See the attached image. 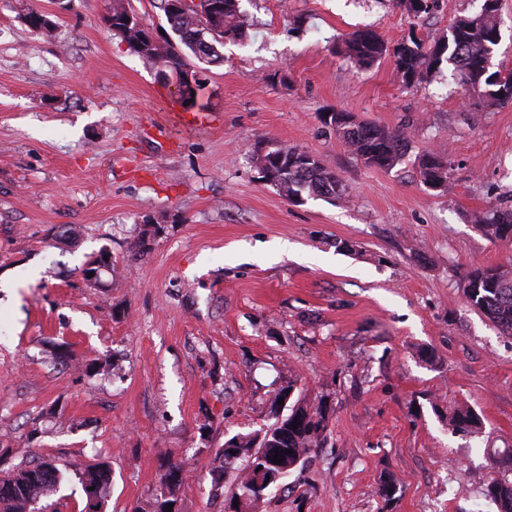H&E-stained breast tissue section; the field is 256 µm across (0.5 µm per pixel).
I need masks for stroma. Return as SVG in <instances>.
I'll return each instance as SVG.
<instances>
[{
  "label": "stroma",
  "instance_id": "1",
  "mask_svg": "<svg viewBox=\"0 0 512 512\" xmlns=\"http://www.w3.org/2000/svg\"><path fill=\"white\" fill-rule=\"evenodd\" d=\"M481 2L432 0L413 23L396 0H241L243 35L189 108L105 24L109 0H0V465L55 460L47 502L81 512L103 462L105 512H155L176 463L179 512H224L238 471L213 484L214 458L272 424L289 385L324 407L327 439L257 512H496L512 335L459 283L512 264L476 221L512 209V103L445 68L408 88L391 57L340 50L363 28L434 43ZM336 110L407 131L400 163L364 164L324 124ZM284 147L348 200L266 182L253 155ZM427 150L453 165L444 189L421 181ZM457 402L482 433L449 429ZM112 480V471L110 467L106 463H94L88 465L85 471L82 474V489L84 494L83 499V509L81 512H86V506L88 504V499L90 496H95L100 499L102 502V506L99 507V510L96 508H88L89 511H99L103 512L102 507L104 504L103 494L106 488L110 485ZM88 487H94V490H88Z\"/></svg>",
  "mask_w": 512,
  "mask_h": 512
}]
</instances>
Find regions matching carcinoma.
<instances>
[{"label": "carcinoma", "mask_w": 512, "mask_h": 512, "mask_svg": "<svg viewBox=\"0 0 512 512\" xmlns=\"http://www.w3.org/2000/svg\"><path fill=\"white\" fill-rule=\"evenodd\" d=\"M169 0H160V9L178 37L177 43L167 41L155 44L143 38V30L137 24H128L127 18L134 16L128 0H110L108 12L112 14V29L120 32L122 41L134 47V54L147 60L157 68V74L166 78L179 76L190 65L184 51H189L199 62L222 63L224 56L220 47L224 38L241 34L243 27L239 0H219L222 8L215 13L199 14L195 10L176 12L168 7ZM40 12L29 9L21 15L22 21L35 31H52L50 20L39 18ZM209 27L214 34H205L199 39L202 27ZM501 40V30L496 12L483 9L473 15L461 18L448 29V34L433 45L426 46L415 35L390 48L370 29L356 30L344 41L345 54L358 66L370 68L383 56L393 58L395 71L401 81L414 85L425 77L440 70L447 63L459 71L472 89L491 105L509 103L512 98H501L492 92L489 79L493 70L486 68L487 60L493 58ZM351 130L342 134L353 154L369 166L391 169L396 166L408 147L407 136L374 123H350ZM288 154V167L279 168V176L273 182L290 200H298L306 193L336 202L348 198V187L335 172L313 158L309 164L304 158L310 153L296 148L270 150L253 157L256 167L274 164L271 155ZM422 182L443 181L450 177L452 166L447 160L433 152L422 155L420 163ZM483 233L494 241L512 243V210H489L479 217ZM466 300L502 331L512 334V267L483 266L473 264L461 279ZM325 415L321 407L311 406L303 400H296L289 406L285 416H276L271 425L257 434L237 433L226 441L219 466L212 472H224L230 462L242 459L244 466L238 475V507H229V512H251L264 497L268 496L266 477L269 475L268 462L276 454L282 455L286 465L296 468L304 463V456L313 445L324 440ZM448 427L456 432L477 433L482 421L470 407L455 404L448 407ZM233 448H245L248 453L239 457L230 453ZM292 454H286V451ZM59 478V469L51 460L35 465H17L7 471H0V512H35L36 505L54 486ZM112 471L102 462L94 463L82 474L83 503L95 496L103 498L110 485ZM181 468L171 463L161 476L156 489L157 512H168V505L177 503V493L182 485ZM486 497L495 504L497 512H512V483L508 485L491 482Z\"/></svg>", "instance_id": "1"}]
</instances>
